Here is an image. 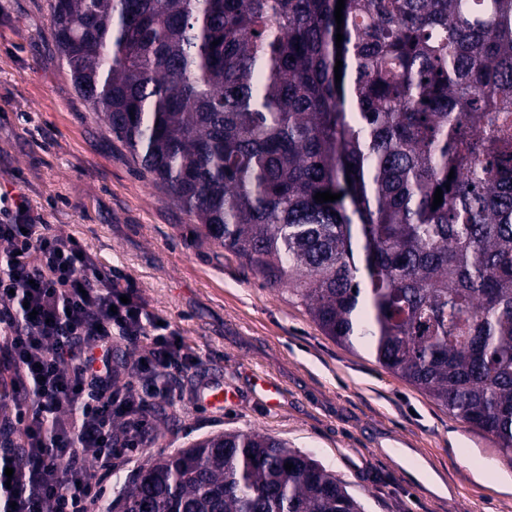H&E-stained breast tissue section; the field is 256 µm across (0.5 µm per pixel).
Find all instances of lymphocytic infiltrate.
Here are the masks:
<instances>
[{"label": "lymphocytic infiltrate", "mask_w": 512, "mask_h": 512, "mask_svg": "<svg viewBox=\"0 0 512 512\" xmlns=\"http://www.w3.org/2000/svg\"><path fill=\"white\" fill-rule=\"evenodd\" d=\"M27 204L0 193V512H100L88 461L108 475L148 447L194 354ZM116 337L137 361L118 358Z\"/></svg>", "instance_id": "lymphocytic-infiltrate-1"}]
</instances>
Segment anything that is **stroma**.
Returning <instances> with one entry per match:
<instances>
[{
	"label": "stroma",
	"instance_id": "stroma-1",
	"mask_svg": "<svg viewBox=\"0 0 512 512\" xmlns=\"http://www.w3.org/2000/svg\"><path fill=\"white\" fill-rule=\"evenodd\" d=\"M0 189L24 193L199 357L178 376L141 455L117 459L112 502L145 458L225 431L286 441L333 471L364 512H512V462L495 440L325 336L306 311L264 288L131 159L75 90L50 36L49 0H0ZM280 386L267 407L252 385ZM236 394L216 412L199 387Z\"/></svg>",
	"mask_w": 512,
	"mask_h": 512
}]
</instances>
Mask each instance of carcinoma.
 <instances>
[{
    "mask_svg": "<svg viewBox=\"0 0 512 512\" xmlns=\"http://www.w3.org/2000/svg\"><path fill=\"white\" fill-rule=\"evenodd\" d=\"M336 3L52 0L50 32L206 237L512 461V0H345L340 30ZM131 484L123 512H362L256 431Z\"/></svg>",
    "mask_w": 512,
    "mask_h": 512,
    "instance_id": "obj_1",
    "label": "carcinoma"
}]
</instances>
